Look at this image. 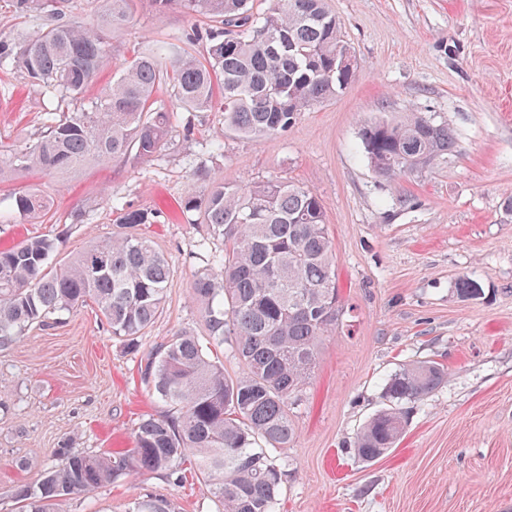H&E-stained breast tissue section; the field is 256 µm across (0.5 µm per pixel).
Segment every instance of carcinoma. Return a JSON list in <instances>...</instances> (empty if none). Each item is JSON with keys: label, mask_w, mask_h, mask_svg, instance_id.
Here are the masks:
<instances>
[{"label": "carcinoma", "mask_w": 512, "mask_h": 512, "mask_svg": "<svg viewBox=\"0 0 512 512\" xmlns=\"http://www.w3.org/2000/svg\"><path fill=\"white\" fill-rule=\"evenodd\" d=\"M132 0H101L92 23L71 14L69 0H12L13 12L37 21L20 42L0 39V61L52 97L37 138L0 145L6 174L75 170L90 161H148L170 144L174 110L222 112L224 127L244 137L281 135L300 113L335 98L355 78L340 66L352 52L327 0H153L165 12L177 5L208 19L187 42L205 44L193 55L171 49L135 50L94 101L85 88L112 64L104 35L129 21ZM170 104L156 99L161 88ZM360 140L373 172L394 180L430 169L457 152L445 121L419 112L401 120L365 122ZM201 194L182 202L190 224L224 240L215 253L198 242L207 265L192 282L206 342L179 332L149 351L141 375L167 406L142 420L133 446L121 455L57 449L55 464L33 486L11 489L19 512H57L60 502L101 488L127 471L164 473L182 480L194 458L220 512H276L281 483L278 452L293 445V409L316 367L324 336L342 323L343 305L325 207L313 191L271 178L231 185L195 168ZM119 211L122 232L94 237L62 264L56 238L37 237L0 250V347L31 329L49 327L87 303L95 304L129 353L160 314L171 268L145 229L154 212ZM49 200L35 190L13 197V211L40 219ZM228 346L240 371L231 375L214 350ZM448 380L443 365L419 360L385 384L390 406L356 437L355 451L373 461L400 441L402 403L422 400ZM128 512H175L165 498L146 496Z\"/></svg>", "instance_id": "cac0c4a2"}]
</instances>
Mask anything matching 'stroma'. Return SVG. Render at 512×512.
Instances as JSON below:
<instances>
[{"instance_id": "stroma-1", "label": "stroma", "mask_w": 512, "mask_h": 512, "mask_svg": "<svg viewBox=\"0 0 512 512\" xmlns=\"http://www.w3.org/2000/svg\"><path fill=\"white\" fill-rule=\"evenodd\" d=\"M358 61L336 98L300 114L287 133L243 138L219 112H177L169 149L143 163L89 162L53 174L0 180V249L35 236L59 238L58 260L90 237L110 235L113 199L158 216L149 233L174 272L143 350L180 331L204 336L191 299L207 228L183 218L199 192L196 162L225 182L293 181L325 203L343 324L325 338L302 400L277 512H512V0H328ZM174 7L157 13L133 0L130 21L108 37L113 67L88 86L100 96L132 45L153 48L205 26ZM46 97L0 65V142L37 137ZM409 112L447 120L457 153L429 171L380 179L363 152V122ZM193 120L191 138L182 125ZM221 141L222 151L212 149ZM49 196L56 220L15 219L13 192ZM83 210L85 221L66 223ZM480 295L457 292L460 277ZM433 360L448 382L409 403L400 442L383 457L355 455L360 427L385 407L386 379L402 364ZM94 305L0 348V512L6 492L38 483L55 448L115 453L132 445L138 422L165 414ZM178 512H216L198 471L182 481L130 473L65 502L61 512H126L150 495Z\"/></svg>"}]
</instances>
